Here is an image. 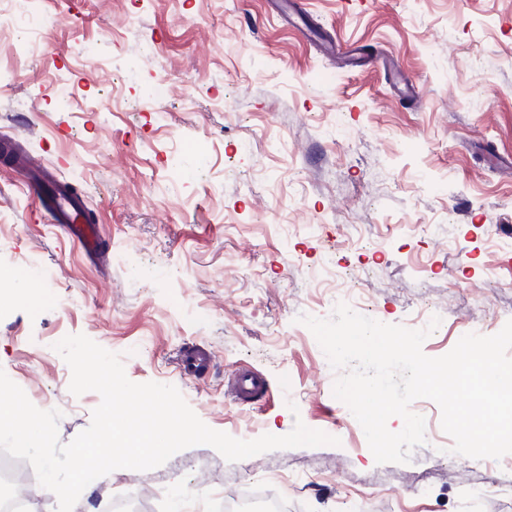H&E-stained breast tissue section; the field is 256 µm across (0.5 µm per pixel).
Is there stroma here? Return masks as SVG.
<instances>
[{"mask_svg":"<svg viewBox=\"0 0 512 512\" xmlns=\"http://www.w3.org/2000/svg\"><path fill=\"white\" fill-rule=\"evenodd\" d=\"M34 9L44 24L23 63L6 52L16 29H0V142L61 173L104 238L85 256L0 159V370L61 411L60 442L101 397L71 394L44 347L82 334L130 381L175 386L212 429L251 440L300 421L340 440L237 462L197 445L104 476L113 493L142 481L167 498L181 478L189 512H211L268 477L288 512H512V465L452 454L431 400L410 405L426 422L410 462L377 463L297 321L330 317L340 289L386 324L419 328L433 307L443 319L422 350L436 357L512 320V0ZM24 259L49 276L20 297ZM193 346L213 357L200 378L179 365ZM246 366L269 385L250 407L227 388Z\"/></svg>","mask_w":512,"mask_h":512,"instance_id":"1","label":"stroma"}]
</instances>
